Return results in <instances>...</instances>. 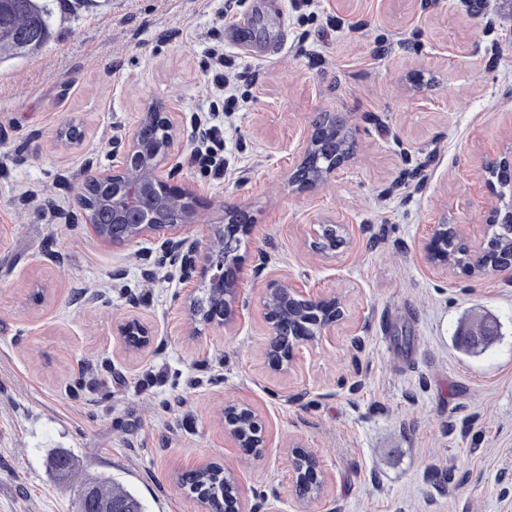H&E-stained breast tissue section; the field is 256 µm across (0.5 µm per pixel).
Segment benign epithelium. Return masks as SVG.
<instances>
[{"label":"benign epithelium","mask_w":512,"mask_h":512,"mask_svg":"<svg viewBox=\"0 0 512 512\" xmlns=\"http://www.w3.org/2000/svg\"><path fill=\"white\" fill-rule=\"evenodd\" d=\"M158 120L154 113L145 112L138 125L121 140L112 141V153L121 155V165L112 171H100L89 174L83 185L91 184L98 189L102 201L112 205V222L125 226V235L121 238L111 237L103 226L93 225L95 233L103 240L114 243H133L138 239L152 234H164L161 248L169 257L180 261V266L192 269L196 265V255L199 243L191 242L183 237L186 226L194 224L198 216V201L196 195L188 188L175 189L170 180L172 171L164 166V161L170 155L174 146L173 125L162 126L165 136L160 143L154 144L148 140L151 131L157 126ZM326 130L315 128L305 137L299 147L297 165L306 162L307 157ZM348 156H343L323 172L308 182L296 185L288 183L295 191H311L320 188L336 178L344 168ZM160 207L176 209L180 219L175 222H164L159 219L156 211ZM460 241L464 248H469L463 240V232L458 224H437L423 245L424 257L429 266L438 274L448 276L460 268L455 256L448 250L449 239ZM223 236L212 242L206 248L202 264L203 277L208 279L210 287L217 291V297L222 307V325L227 329L234 328L237 322L235 303L237 301L240 273L243 259L239 258L227 268L217 267L212 262V255L222 246ZM504 268L512 270V251L499 257L497 263L491 266L469 263L465 270L470 275L479 277L497 273ZM288 301L284 314L291 321L301 322L304 315L312 312H322V320L318 331L306 335L301 328L296 330L302 342H317L330 331L337 322L345 318L344 302L335 294L325 295L318 300L305 298L304 293L296 288L286 277L270 280L263 289L261 301L272 329H277L278 319L274 315V307L280 300ZM119 334L126 338L127 346L139 353L145 352L152 339V330L147 322L138 316L126 318L119 326ZM243 419L250 423L254 434L244 435L234 425ZM225 421L231 422L227 428V436L236 447L245 448L248 457L258 460L263 456L265 448L263 434V418L259 411L249 403H238L227 410ZM318 461L311 454L293 452L291 458V492L296 502L303 509L315 499L321 497L327 487V481L318 480ZM230 480V492L224 498L222 512H252L241 494L235 474L225 470ZM308 482L314 487V493L303 496L298 492L299 484Z\"/></svg>","instance_id":"7a95c632"}]
</instances>
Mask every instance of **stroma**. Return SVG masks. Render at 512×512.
I'll use <instances>...</instances> for the list:
<instances>
[{
	"label": "stroma",
	"instance_id": "1",
	"mask_svg": "<svg viewBox=\"0 0 512 512\" xmlns=\"http://www.w3.org/2000/svg\"><path fill=\"white\" fill-rule=\"evenodd\" d=\"M244 23L252 58L226 40ZM40 50L0 61V512H77L110 481L146 512H197L178 476L231 468L255 512H296L289 454L316 456L328 487L309 512H512V271L437 274L422 243L460 225L470 247L512 186L485 172L512 150V8L502 0H67ZM239 109L214 111L215 74ZM174 118L167 159L191 187L202 245L224 211L253 224L233 330L192 324L184 279L147 237L100 239L77 203L89 171L118 164L110 143L143 112ZM345 123L339 177L289 192L286 177L316 113ZM218 127L200 164L191 118ZM76 124L82 145L57 139ZM346 240L314 255L322 221ZM279 275L310 297L342 296L346 319L294 346L293 368L264 355L261 302ZM497 318L482 352L457 329ZM130 315L154 334L127 352ZM262 415L261 459L226 437L224 411ZM75 464L68 478L55 455Z\"/></svg>",
	"mask_w": 512,
	"mask_h": 512
}]
</instances>
